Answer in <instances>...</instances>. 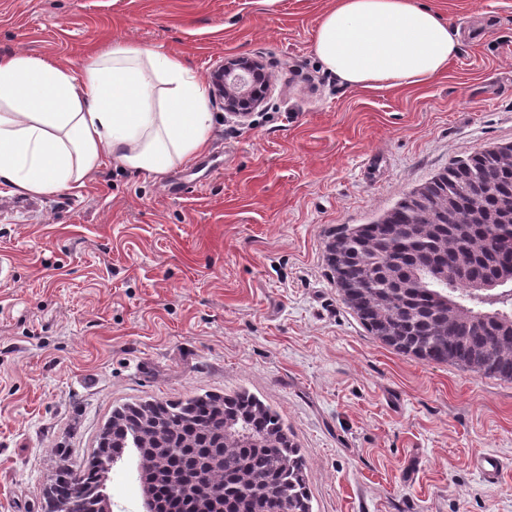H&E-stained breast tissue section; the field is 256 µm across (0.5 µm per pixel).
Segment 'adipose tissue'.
<instances>
[{"mask_svg": "<svg viewBox=\"0 0 512 512\" xmlns=\"http://www.w3.org/2000/svg\"><path fill=\"white\" fill-rule=\"evenodd\" d=\"M461 34L423 0H336L312 48L349 87L394 89L446 72ZM203 82L180 58L132 43L95 51L80 72L0 55V194L83 188L109 159L162 176L205 149Z\"/></svg>", "mask_w": 512, "mask_h": 512, "instance_id": "adipose-tissue-1", "label": "adipose tissue"}]
</instances>
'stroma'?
I'll return each instance as SVG.
<instances>
[{
    "label": "stroma",
    "mask_w": 512,
    "mask_h": 512,
    "mask_svg": "<svg viewBox=\"0 0 512 512\" xmlns=\"http://www.w3.org/2000/svg\"><path fill=\"white\" fill-rule=\"evenodd\" d=\"M329 0H0V53L80 70L133 42L201 79L271 75L247 125L211 99L206 151L159 179L107 163L84 188L0 194V512H44L113 408L245 390L283 418L312 512H512V382L397 354L343 301L325 245L457 159L512 144V0H435L461 29L442 75L356 90L312 36ZM498 455L487 486L476 457ZM136 460L113 501L144 512Z\"/></svg>",
    "instance_id": "1"
}]
</instances>
